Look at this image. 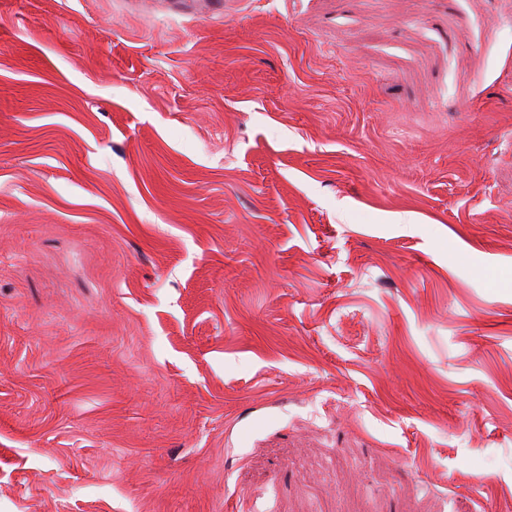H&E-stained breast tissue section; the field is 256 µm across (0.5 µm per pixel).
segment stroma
<instances>
[{
  "instance_id": "obj_1",
  "label": "stroma",
  "mask_w": 512,
  "mask_h": 512,
  "mask_svg": "<svg viewBox=\"0 0 512 512\" xmlns=\"http://www.w3.org/2000/svg\"><path fill=\"white\" fill-rule=\"evenodd\" d=\"M0 512H512V0H0Z\"/></svg>"
}]
</instances>
